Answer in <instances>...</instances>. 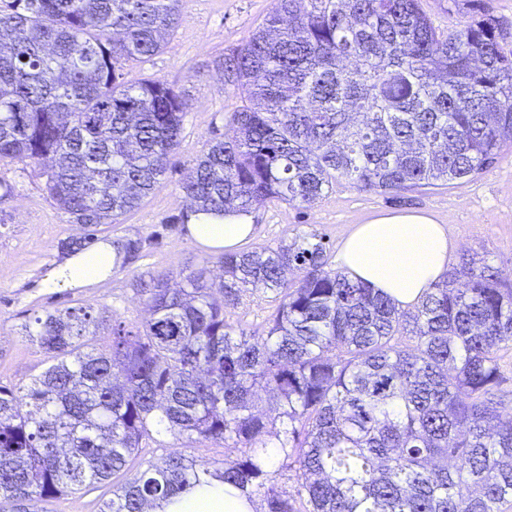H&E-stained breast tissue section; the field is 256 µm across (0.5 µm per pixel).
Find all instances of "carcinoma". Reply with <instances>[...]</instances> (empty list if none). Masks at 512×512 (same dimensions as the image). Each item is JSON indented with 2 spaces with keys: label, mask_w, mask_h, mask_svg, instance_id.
<instances>
[{
  "label": "carcinoma",
  "mask_w": 512,
  "mask_h": 512,
  "mask_svg": "<svg viewBox=\"0 0 512 512\" xmlns=\"http://www.w3.org/2000/svg\"><path fill=\"white\" fill-rule=\"evenodd\" d=\"M420 2L274 0L264 26L215 62L247 103L185 175L182 220L269 199L310 206L339 179L400 192L490 164L512 143V33L486 13L440 30ZM179 3L0 7V161L42 167L74 224L116 223L166 174L187 103L163 80L119 78L161 50ZM113 245L118 268L142 249ZM221 268L220 302L201 272L141 284L149 317L135 331L82 306L25 326L50 365L25 388L0 386V503L41 512L110 480L100 512H151L219 478L262 512H509L512 407L494 388L512 345V291L494 267L463 255L411 310L328 268L314 234L226 252ZM258 291L275 302L263 329L226 322ZM104 329L108 352L93 345ZM162 435L240 457L175 448L130 474ZM283 470L296 492L278 485ZM196 457L212 461H233L239 456L238 448H224L223 444L203 443L192 444L191 448L186 449Z\"/></svg>",
  "instance_id": "1"
}]
</instances>
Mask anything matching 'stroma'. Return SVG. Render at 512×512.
Wrapping results in <instances>:
<instances>
[{
	"label": "stroma",
	"mask_w": 512,
	"mask_h": 512,
	"mask_svg": "<svg viewBox=\"0 0 512 512\" xmlns=\"http://www.w3.org/2000/svg\"><path fill=\"white\" fill-rule=\"evenodd\" d=\"M272 0H182L179 23L162 50L145 61L127 63L122 79L133 83L158 78L177 86L187 101L179 145L168 170L140 207L118 223L83 228L48 196L37 168L0 162V182L10 195L0 198V384L25 386L47 366L25 327L36 316L71 306L117 314L126 325H140L148 309L136 292L140 281L158 274L179 282L204 269L221 273V253L198 244L180 218L190 202L180 184L214 139L223 137L232 112L244 105L240 90L223 80L214 61L241 46L262 23ZM422 8L441 29L458 28L487 12L512 29V0H422ZM387 211H423L448 228L456 266L462 253L478 254L498 269L502 287L512 288V144L504 145L484 170L463 180L394 192L363 191L347 181L333 183L312 206L271 200L253 213L254 231L242 248L277 247L298 235H317L329 258H336L347 234ZM92 242L139 238L140 257L89 288L45 291L41 278L70 251L71 239ZM112 497L108 483L83 488L46 505L47 512H100Z\"/></svg>",
	"instance_id": "stroma-1"
}]
</instances>
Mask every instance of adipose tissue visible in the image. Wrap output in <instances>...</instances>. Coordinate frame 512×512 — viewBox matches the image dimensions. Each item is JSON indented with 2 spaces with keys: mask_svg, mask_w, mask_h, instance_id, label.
<instances>
[{
  "mask_svg": "<svg viewBox=\"0 0 512 512\" xmlns=\"http://www.w3.org/2000/svg\"><path fill=\"white\" fill-rule=\"evenodd\" d=\"M187 229L205 246L232 251L251 236L254 226L251 215L229 213L221 219H191ZM450 247L446 226L432 214L384 213L346 236L337 263L349 277L384 292L405 309L439 279ZM115 255L108 241L69 254L59 268L46 274L41 286L53 291L97 284L111 273ZM154 512H254V507L238 490L214 480L184 487L160 501Z\"/></svg>",
  "mask_w": 512,
  "mask_h": 512,
  "instance_id": "obj_1",
  "label": "adipose tissue"
}]
</instances>
